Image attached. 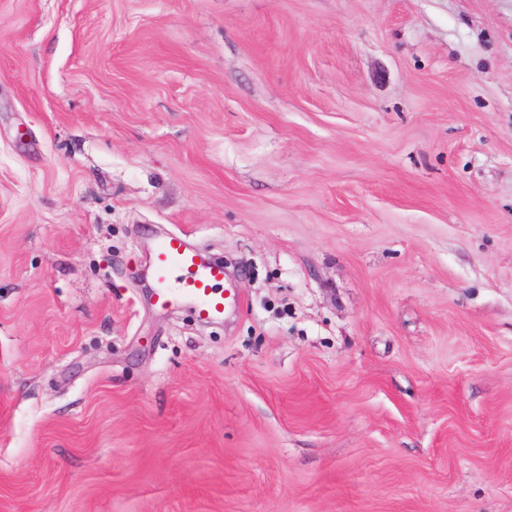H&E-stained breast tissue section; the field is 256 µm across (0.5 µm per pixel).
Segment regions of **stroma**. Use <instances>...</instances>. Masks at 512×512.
Listing matches in <instances>:
<instances>
[{"instance_id":"35a3bbf8","label":"stroma","mask_w":512,"mask_h":512,"mask_svg":"<svg viewBox=\"0 0 512 512\" xmlns=\"http://www.w3.org/2000/svg\"><path fill=\"white\" fill-rule=\"evenodd\" d=\"M0 512H512V0H0ZM155 300L161 308L189 304L202 320L224 315V295L215 285L224 281V266L202 264L197 253L179 235L160 238L153 251Z\"/></svg>"}]
</instances>
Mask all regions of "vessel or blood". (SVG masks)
<instances>
[{"label": "vessel or blood", "mask_w": 512, "mask_h": 512, "mask_svg": "<svg viewBox=\"0 0 512 512\" xmlns=\"http://www.w3.org/2000/svg\"><path fill=\"white\" fill-rule=\"evenodd\" d=\"M152 271L155 300L160 307L178 304L192 306L203 320H215L224 314V297L216 286L224 279V267L202 264L197 253L178 235L160 238L153 251Z\"/></svg>", "instance_id": "1"}]
</instances>
